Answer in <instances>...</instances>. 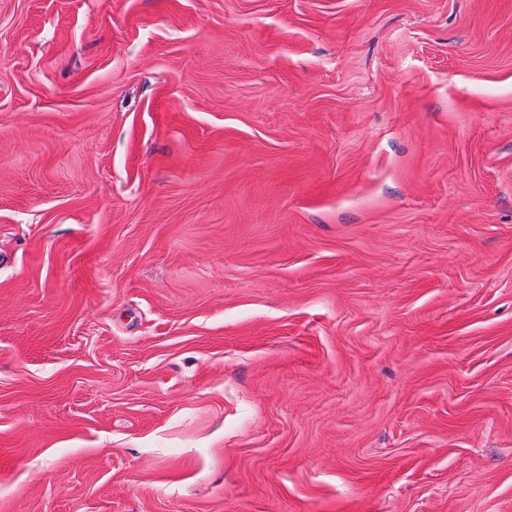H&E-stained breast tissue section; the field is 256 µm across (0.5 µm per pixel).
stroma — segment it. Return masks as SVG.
I'll list each match as a JSON object with an SVG mask.
<instances>
[{
    "label": "stroma",
    "instance_id": "stroma-1",
    "mask_svg": "<svg viewBox=\"0 0 512 512\" xmlns=\"http://www.w3.org/2000/svg\"><path fill=\"white\" fill-rule=\"evenodd\" d=\"M0 512H512V0H0Z\"/></svg>",
    "mask_w": 512,
    "mask_h": 512
}]
</instances>
